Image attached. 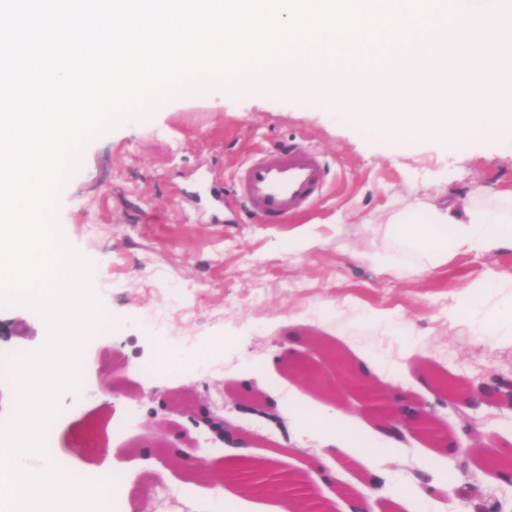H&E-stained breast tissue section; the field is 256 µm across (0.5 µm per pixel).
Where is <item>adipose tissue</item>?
<instances>
[{
  "mask_svg": "<svg viewBox=\"0 0 512 512\" xmlns=\"http://www.w3.org/2000/svg\"><path fill=\"white\" fill-rule=\"evenodd\" d=\"M386 236L414 256L407 272L421 273L446 264L459 252L491 255L512 248V205L483 206L473 195L419 204L395 215Z\"/></svg>",
  "mask_w": 512,
  "mask_h": 512,
  "instance_id": "1",
  "label": "adipose tissue"
}]
</instances>
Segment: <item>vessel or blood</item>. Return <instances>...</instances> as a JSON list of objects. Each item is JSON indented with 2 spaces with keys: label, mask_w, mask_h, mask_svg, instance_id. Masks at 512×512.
Wrapping results in <instances>:
<instances>
[{
  "label": "vessel or blood",
  "mask_w": 512,
  "mask_h": 512,
  "mask_svg": "<svg viewBox=\"0 0 512 512\" xmlns=\"http://www.w3.org/2000/svg\"><path fill=\"white\" fill-rule=\"evenodd\" d=\"M326 177L320 156L301 144L267 152L239 174L247 205L266 224L286 223L289 217L316 203Z\"/></svg>",
  "instance_id": "obj_1"
}]
</instances>
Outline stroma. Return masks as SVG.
<instances>
[{"label": "stroma", "instance_id": "1", "mask_svg": "<svg viewBox=\"0 0 512 512\" xmlns=\"http://www.w3.org/2000/svg\"><path fill=\"white\" fill-rule=\"evenodd\" d=\"M293 142L324 155L327 188L289 223H262L240 201L238 173ZM210 183L222 201L196 200ZM483 189L512 191V130L483 131L470 142L412 139L402 148L322 105L213 90L97 137L61 193L58 220L67 243L101 263L105 278L93 291L119 325L83 350L82 402L66 392L57 399L59 461L86 474L108 464L123 478L122 512H255L274 503L230 480L228 496L218 495L211 480L150 450L160 438L190 436L196 459L218 470L230 449L208 441L185 413L203 399L251 433L250 458L280 459L288 472L308 474L336 512L348 493L371 498L376 512H463L445 486L463 464V482L483 499L512 505V487L479 466L478 455L449 456L409 431L388 439L358 413L352 392L344 395L349 433L340 449H328L309 423L326 398L280 360L291 345L296 361L310 362L306 341L316 337L372 368L385 391L433 407L448 437L512 454V408L445 405L436 393L440 378L476 386L512 376V325L479 331L486 314L512 309V249L461 253L408 277L370 259L386 249L389 215ZM173 296L179 310L164 333H146L143 313ZM47 334L32 309L0 310V350H39ZM165 349L178 353L177 369L160 367ZM107 382L113 393L103 392ZM230 383L262 391V412L235 407ZM375 447L387 455L361 460Z\"/></svg>", "mask_w": 512, "mask_h": 512}]
</instances>
